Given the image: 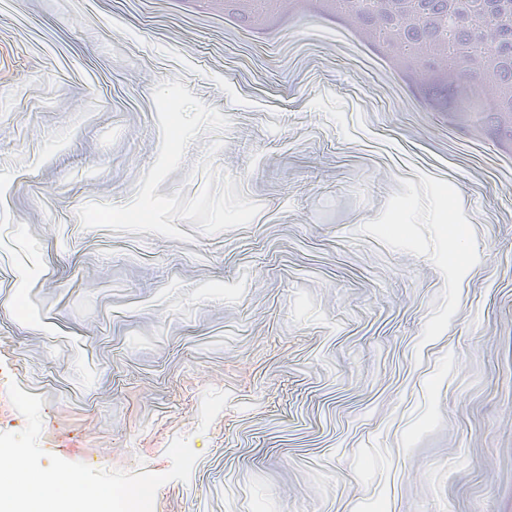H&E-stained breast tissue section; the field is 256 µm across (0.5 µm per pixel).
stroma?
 <instances>
[{
  "instance_id": "obj_1",
  "label": "stroma",
  "mask_w": 512,
  "mask_h": 512,
  "mask_svg": "<svg viewBox=\"0 0 512 512\" xmlns=\"http://www.w3.org/2000/svg\"><path fill=\"white\" fill-rule=\"evenodd\" d=\"M377 52L338 16L0 0V385L46 453L164 473L186 438L153 512H512V153ZM165 80L230 124L158 195L212 158L245 226L80 220L136 195Z\"/></svg>"
}]
</instances>
